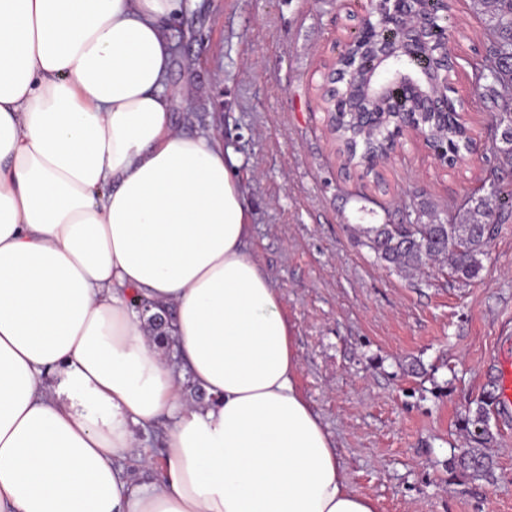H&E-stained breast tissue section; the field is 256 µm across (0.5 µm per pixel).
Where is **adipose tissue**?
<instances>
[{
	"label": "adipose tissue",
	"mask_w": 512,
	"mask_h": 512,
	"mask_svg": "<svg viewBox=\"0 0 512 512\" xmlns=\"http://www.w3.org/2000/svg\"><path fill=\"white\" fill-rule=\"evenodd\" d=\"M194 6L0 0V512H378L298 389L234 154L176 124ZM140 437L147 440V445L150 447L148 450L153 455V465L150 468L136 472L134 477L140 483L148 484L160 476L163 470L164 460L159 439H156L152 434L145 436L142 432L140 433Z\"/></svg>",
	"instance_id": "obj_1"
}]
</instances>
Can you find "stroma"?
I'll list each match as a JSON object with an SVG mask.
<instances>
[{
	"label": "stroma",
	"mask_w": 512,
	"mask_h": 512,
	"mask_svg": "<svg viewBox=\"0 0 512 512\" xmlns=\"http://www.w3.org/2000/svg\"><path fill=\"white\" fill-rule=\"evenodd\" d=\"M177 26L192 66L173 83L196 91L174 114L232 149L251 209L249 251L281 295L294 329L301 393L330 434L350 490L378 512H512V409L494 413L491 479L451 468L468 444L457 420L512 365V220L491 240L480 281L447 264L418 272L381 266L353 229L431 202L461 205L497 159L493 104L474 92L486 25L454 0L448 47L452 99L479 150L438 166L403 136L377 173L345 169L317 96L323 64L350 36L340 0H200Z\"/></svg>",
	"instance_id": "1"
}]
</instances>
